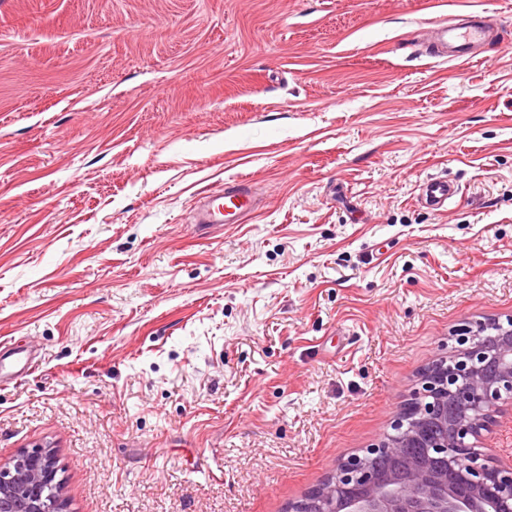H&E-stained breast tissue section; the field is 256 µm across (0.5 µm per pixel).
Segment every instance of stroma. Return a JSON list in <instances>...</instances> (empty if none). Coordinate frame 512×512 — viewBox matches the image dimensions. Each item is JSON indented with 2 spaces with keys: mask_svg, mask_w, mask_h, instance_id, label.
Listing matches in <instances>:
<instances>
[{
  "mask_svg": "<svg viewBox=\"0 0 512 512\" xmlns=\"http://www.w3.org/2000/svg\"><path fill=\"white\" fill-rule=\"evenodd\" d=\"M510 315L512 0H0V464L67 512H288ZM435 36L429 50L431 57L448 56L449 60L471 61L480 53L493 24L478 11H467L453 18L430 23ZM457 186L448 179L431 178L421 188V198L433 210L439 211L448 207V201L457 194ZM259 208V199L245 180L225 184L224 190L208 192L198 201L193 213L194 224L209 228L212 224H244ZM50 449L24 451L0 466L1 512H63Z\"/></svg>",
  "mask_w": 512,
  "mask_h": 512,
  "instance_id": "35a3bbf8",
  "label": "stroma"
}]
</instances>
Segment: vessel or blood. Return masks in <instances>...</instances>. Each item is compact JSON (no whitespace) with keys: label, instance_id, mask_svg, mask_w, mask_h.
<instances>
[{"label":"vessel or blood","instance_id":"vessel-or-blood-1","mask_svg":"<svg viewBox=\"0 0 512 512\" xmlns=\"http://www.w3.org/2000/svg\"><path fill=\"white\" fill-rule=\"evenodd\" d=\"M492 28V23L476 11L433 21L431 30L435 40L430 46V54L452 60H474ZM456 193V185L443 178L428 179L421 188L422 200L436 211L447 207ZM258 207L259 199L251 184L238 180L225 185L222 191H211L202 196L194 209L193 221L203 228L213 224H241Z\"/></svg>","mask_w":512,"mask_h":512}]
</instances>
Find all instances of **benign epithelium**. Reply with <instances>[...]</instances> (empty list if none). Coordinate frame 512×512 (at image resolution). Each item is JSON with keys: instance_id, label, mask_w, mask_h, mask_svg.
<instances>
[{"instance_id": "1", "label": "benign epithelium", "mask_w": 512, "mask_h": 512, "mask_svg": "<svg viewBox=\"0 0 512 512\" xmlns=\"http://www.w3.org/2000/svg\"><path fill=\"white\" fill-rule=\"evenodd\" d=\"M423 370L392 433L342 459L290 512H512V460L478 448L512 403V318L468 320ZM51 450L0 466V512H64Z\"/></svg>"}]
</instances>
